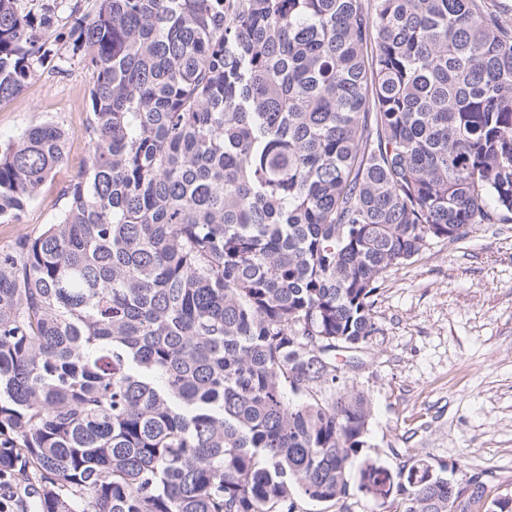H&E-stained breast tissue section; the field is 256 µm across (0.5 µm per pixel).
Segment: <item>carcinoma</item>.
Returning <instances> with one entry per match:
<instances>
[{
  "label": "carcinoma",
  "instance_id": "1",
  "mask_svg": "<svg viewBox=\"0 0 512 512\" xmlns=\"http://www.w3.org/2000/svg\"><path fill=\"white\" fill-rule=\"evenodd\" d=\"M0 0V102L91 74L87 166L0 249V470L38 512H512L366 452L336 353L380 278L512 214V26L486 0ZM66 158L0 141V224ZM397 504H393L392 499L385 504L381 501H374L364 497L361 494H355L344 501L336 504V507L329 508L330 512H395L399 510Z\"/></svg>",
  "mask_w": 512,
  "mask_h": 512
}]
</instances>
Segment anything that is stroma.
<instances>
[{"mask_svg":"<svg viewBox=\"0 0 512 512\" xmlns=\"http://www.w3.org/2000/svg\"><path fill=\"white\" fill-rule=\"evenodd\" d=\"M91 77L78 62L38 73L0 103V140L44 121L68 135L20 223L0 224V249L52 223L87 156ZM377 331L348 385L374 406L372 455L391 471L423 461L455 481L482 474L489 497L512 496V221L433 240L413 263L388 269L373 308Z\"/></svg>","mask_w":512,"mask_h":512,"instance_id":"35a3bbf8","label":"stroma"}]
</instances>
